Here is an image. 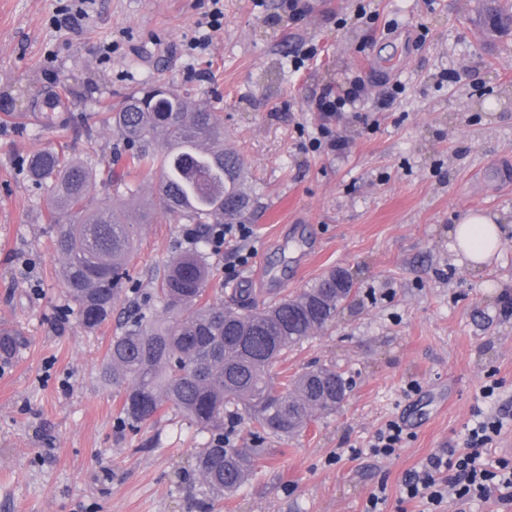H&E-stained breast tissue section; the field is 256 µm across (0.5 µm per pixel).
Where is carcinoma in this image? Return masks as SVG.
Wrapping results in <instances>:
<instances>
[{
  "label": "carcinoma",
  "instance_id": "cac0c4a2",
  "mask_svg": "<svg viewBox=\"0 0 512 512\" xmlns=\"http://www.w3.org/2000/svg\"><path fill=\"white\" fill-rule=\"evenodd\" d=\"M102 122L125 143L122 165L103 183L134 192L136 180L155 175L160 209L185 224H239L256 205L239 155L224 151V126L207 104L166 84H151L102 109ZM31 177L48 187L46 219L68 303L80 326L93 332L112 320L131 282L133 224L106 199L94 202L90 164L61 150L28 160ZM206 237L175 255L153 278L149 301L132 299L104 356L106 380L124 388L122 423L131 430L171 410L209 434L196 455L205 496L240 490L263 456L262 448L224 447V427L246 414L259 439L286 438L306 429L314 412L330 413L350 388L333 364L316 365L278 384L270 367L290 347L336 316L353 297L348 272L332 269L312 286L258 304L233 288L212 302L206 288Z\"/></svg>",
  "mask_w": 512,
  "mask_h": 512
}]
</instances>
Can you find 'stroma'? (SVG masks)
<instances>
[{"label": "stroma", "mask_w": 512, "mask_h": 512, "mask_svg": "<svg viewBox=\"0 0 512 512\" xmlns=\"http://www.w3.org/2000/svg\"><path fill=\"white\" fill-rule=\"evenodd\" d=\"M294 24L279 0H224L209 50L208 0H0V328L22 343L0 357V512H423L403 498L406 474L462 447L468 430L512 407V31L479 23L483 0H302ZM364 89L326 116L314 103ZM155 81L205 101L224 124L259 198L248 241L209 253L211 297L231 287L271 296L347 269L355 297L271 367L273 382L335 364L351 390L299 435L259 441L247 418L238 448L265 446L234 495L203 498L187 420L158 415L120 427V395L104 377L115 323L89 333L62 299L61 259L45 224L49 196L28 172L42 149L107 169L122 145L99 110ZM344 150L315 151L321 128ZM134 225L130 270L141 294L186 249L185 225L163 213L157 180L136 196L98 187ZM497 217L504 244L482 267L451 247L468 212ZM249 263L224 266L246 248ZM495 388L492 397L484 386ZM403 423L396 455L368 444Z\"/></svg>", "instance_id": "obj_1"}]
</instances>
